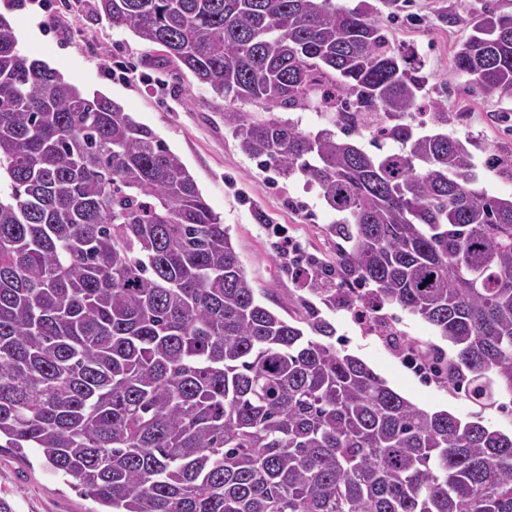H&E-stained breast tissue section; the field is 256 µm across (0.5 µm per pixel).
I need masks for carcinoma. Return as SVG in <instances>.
I'll list each match as a JSON object with an SVG mask.
<instances>
[{"label":"carcinoma","instance_id":"cac0c4a2","mask_svg":"<svg viewBox=\"0 0 512 512\" xmlns=\"http://www.w3.org/2000/svg\"><path fill=\"white\" fill-rule=\"evenodd\" d=\"M97 10L230 103L243 153L320 189L348 243L336 271L310 266L326 307L420 318L453 348L430 346L429 371L481 413L504 408L512 193L480 186L477 144L448 132L373 4ZM17 45L0 14V448L36 453L105 512H512V437L413 404L318 313L303 329L261 304L180 157ZM454 70L512 95V14L484 8ZM311 107L315 130L276 115ZM365 131L399 148L369 153Z\"/></svg>","mask_w":512,"mask_h":512}]
</instances>
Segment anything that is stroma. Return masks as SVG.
I'll return each mask as SVG.
<instances>
[{
	"mask_svg": "<svg viewBox=\"0 0 512 512\" xmlns=\"http://www.w3.org/2000/svg\"><path fill=\"white\" fill-rule=\"evenodd\" d=\"M512 14V0H397L386 23L393 45H408L419 54L429 76V99L448 108L449 131L469 135L482 145L475 163L490 193H512V181L485 167L487 154L512 157V95L486 94L469 88L455 72L454 56L471 33L485 4ZM96 0H27L8 13L16 33L29 23L39 29L37 42L19 41V50L46 63L86 94L99 93L120 103L150 127L180 156L198 188L228 227L257 299L278 312L304 318L316 307L336 329L335 340L368 364L388 386L420 408L445 410L461 420L473 418V405L417 366V346L437 341L432 326L395 306L380 312L382 326L369 327L350 306L330 310L307 289L295 256L285 253L292 242L299 253L323 267L336 265V239L329 228L336 216L317 189L302 177L289 179L261 169L238 147L224 127V112L213 105V93L190 72L151 66L154 47L99 15ZM298 253V254H299ZM13 512H100L101 506L51 470L36 454L27 459L0 448V498Z\"/></svg>",
	"mask_w": 512,
	"mask_h": 512,
	"instance_id": "1",
	"label": "stroma"
}]
</instances>
